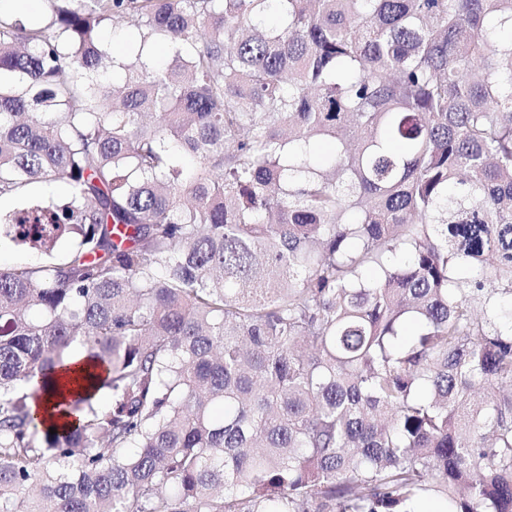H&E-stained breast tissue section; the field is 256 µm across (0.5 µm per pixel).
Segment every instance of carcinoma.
I'll use <instances>...</instances> for the list:
<instances>
[{
	"instance_id": "obj_1",
	"label": "carcinoma",
	"mask_w": 512,
	"mask_h": 512,
	"mask_svg": "<svg viewBox=\"0 0 512 512\" xmlns=\"http://www.w3.org/2000/svg\"><path fill=\"white\" fill-rule=\"evenodd\" d=\"M40 2L0 245L71 249L0 268V512H512V0Z\"/></svg>"
}]
</instances>
